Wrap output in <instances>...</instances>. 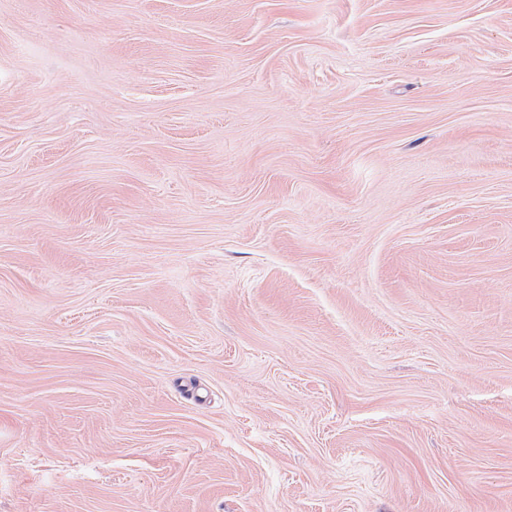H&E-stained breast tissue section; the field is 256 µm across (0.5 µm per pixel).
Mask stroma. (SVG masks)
Wrapping results in <instances>:
<instances>
[{
	"label": "stroma",
	"mask_w": 512,
	"mask_h": 512,
	"mask_svg": "<svg viewBox=\"0 0 512 512\" xmlns=\"http://www.w3.org/2000/svg\"><path fill=\"white\" fill-rule=\"evenodd\" d=\"M0 512H512V0H0Z\"/></svg>",
	"instance_id": "stroma-1"
}]
</instances>
